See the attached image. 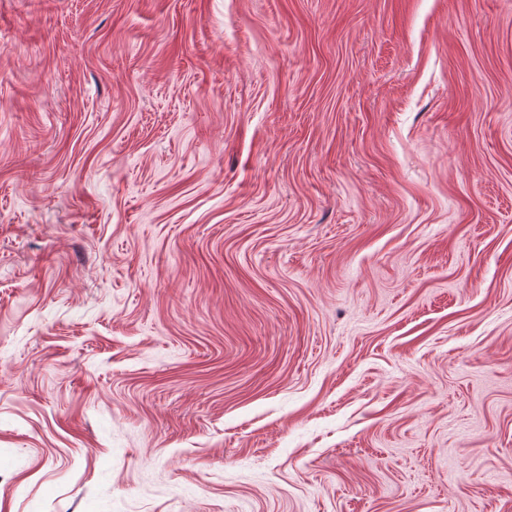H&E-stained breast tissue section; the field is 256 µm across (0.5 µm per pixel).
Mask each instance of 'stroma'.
<instances>
[{"label": "stroma", "mask_w": 512, "mask_h": 512, "mask_svg": "<svg viewBox=\"0 0 512 512\" xmlns=\"http://www.w3.org/2000/svg\"><path fill=\"white\" fill-rule=\"evenodd\" d=\"M0 512H512V0H0Z\"/></svg>", "instance_id": "1"}]
</instances>
